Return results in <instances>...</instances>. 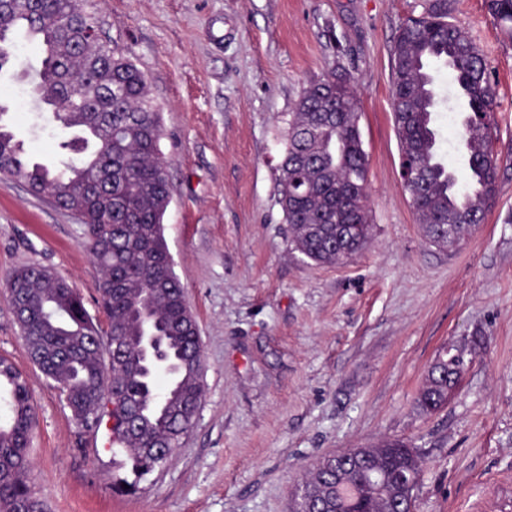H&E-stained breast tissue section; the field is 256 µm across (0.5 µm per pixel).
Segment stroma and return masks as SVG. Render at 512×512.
Wrapping results in <instances>:
<instances>
[{
	"label": "stroma",
	"instance_id": "1",
	"mask_svg": "<svg viewBox=\"0 0 512 512\" xmlns=\"http://www.w3.org/2000/svg\"><path fill=\"white\" fill-rule=\"evenodd\" d=\"M421 2L86 0L159 108L165 236L198 323L204 395L167 466L140 479L108 428L78 435L57 384L28 358L6 279L48 268L103 325L101 271L78 216L0 179V356L31 385L29 483L47 512H289L318 460L393 438L420 451L416 512H512V37L484 0H451L496 85L499 177L472 235L434 246L403 190L391 117L397 30ZM37 58L19 42L0 101L33 159L66 162L70 130L39 115L21 77ZM333 68L355 79L373 230L359 254L324 266L294 249L273 186L289 112ZM436 85L440 153L460 170L448 69ZM474 336L483 353L455 396L421 414L436 355Z\"/></svg>",
	"mask_w": 512,
	"mask_h": 512
}]
</instances>
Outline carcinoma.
<instances>
[{
    "instance_id": "cac0c4a2",
    "label": "carcinoma",
    "mask_w": 512,
    "mask_h": 512,
    "mask_svg": "<svg viewBox=\"0 0 512 512\" xmlns=\"http://www.w3.org/2000/svg\"><path fill=\"white\" fill-rule=\"evenodd\" d=\"M489 14L512 33V0H485ZM423 11L399 27L393 50L392 119L403 159L415 181L404 186L427 240L458 246L482 223L496 197L498 153L493 112L496 90L481 50L454 22L448 0H423ZM95 26L82 0H14L0 10V71L11 62L13 35L22 31L41 48L33 96L68 128L88 132L65 147L80 155L63 170L28 161L23 142L3 122L0 105V175L25 182L79 216L86 244L101 268L99 301L108 318L106 335L94 323L83 297L67 280L25 266L7 280L31 362L66 394L78 435L96 431L91 413L101 400L138 411L130 430L125 415L112 431L137 473L151 442L170 446L193 426L203 396L197 322L174 273L163 219L170 203L167 170L159 153L160 112L150 99L145 74L104 41H91ZM447 66L458 98L467 106L459 145L467 159V189L437 153L432 127L437 105L430 65ZM81 81L83 92L70 85ZM359 99L352 77L334 70L303 88L288 113L274 196L289 224L294 249L317 265H334L358 254L372 233L366 208L344 203L367 182L368 156L359 128ZM162 326L168 381L156 377L140 353L125 348L112 363V343L136 336L146 323ZM482 341L442 350L430 366L416 403L433 413L448 404V387L460 385ZM0 512H45L27 481L34 424L30 386L0 358ZM379 493H395L396 469L410 459L401 439L383 444ZM331 502L341 512H375L356 474L341 484L336 466L321 459Z\"/></svg>"
}]
</instances>
